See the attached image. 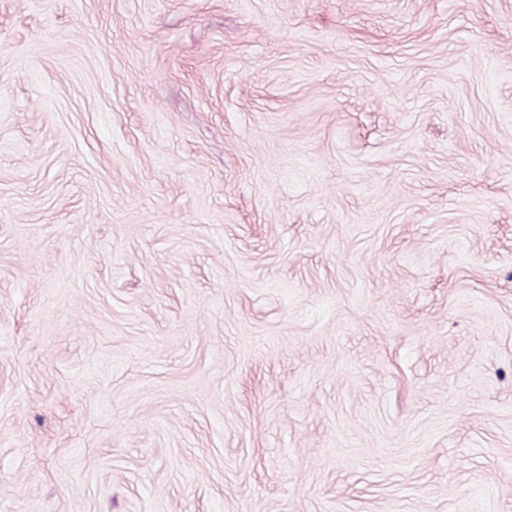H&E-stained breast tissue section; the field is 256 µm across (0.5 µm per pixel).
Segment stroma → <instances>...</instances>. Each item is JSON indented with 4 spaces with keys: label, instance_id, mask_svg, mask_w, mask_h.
Listing matches in <instances>:
<instances>
[{
    "label": "stroma",
    "instance_id": "obj_1",
    "mask_svg": "<svg viewBox=\"0 0 512 512\" xmlns=\"http://www.w3.org/2000/svg\"><path fill=\"white\" fill-rule=\"evenodd\" d=\"M0 512H512V0H0Z\"/></svg>",
    "mask_w": 512,
    "mask_h": 512
}]
</instances>
